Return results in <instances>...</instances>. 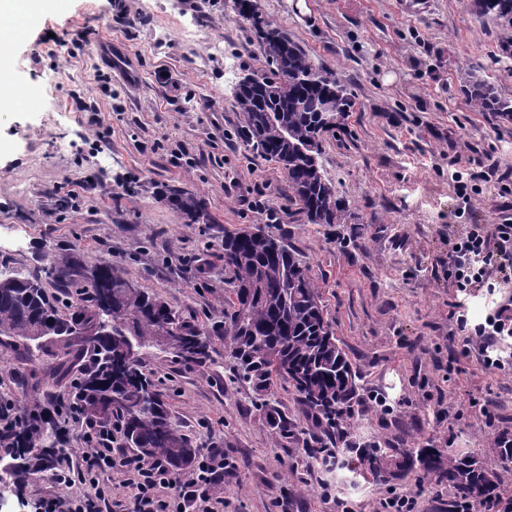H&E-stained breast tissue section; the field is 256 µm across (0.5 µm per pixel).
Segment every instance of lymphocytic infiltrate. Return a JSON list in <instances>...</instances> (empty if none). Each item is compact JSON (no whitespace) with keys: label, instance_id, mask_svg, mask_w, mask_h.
<instances>
[{"label":"lymphocytic infiltrate","instance_id":"f902f5d3","mask_svg":"<svg viewBox=\"0 0 512 512\" xmlns=\"http://www.w3.org/2000/svg\"><path fill=\"white\" fill-rule=\"evenodd\" d=\"M448 277L464 296L490 287L495 279L511 284L512 220L504 219L489 232L477 224L467 225L450 242ZM456 326L465 348L475 350L486 368L512 370V362L491 354L498 340L512 335V299L499 303L476 325L469 324L465 315H457ZM73 455L84 463V478L95 488L94 494L80 499L76 512H99L106 491L98 476L118 467L126 471V483L135 490L133 512H189L195 506L201 512H224L223 498L210 496L209 489L225 470L235 466L223 449L211 448L200 457L194 474L181 479L158 461L125 457L121 449L99 447L90 437Z\"/></svg>","mask_w":512,"mask_h":512}]
</instances>
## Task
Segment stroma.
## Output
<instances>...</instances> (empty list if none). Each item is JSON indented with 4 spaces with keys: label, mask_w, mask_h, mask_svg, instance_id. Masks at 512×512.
Listing matches in <instances>:
<instances>
[{
    "label": "stroma",
    "mask_w": 512,
    "mask_h": 512,
    "mask_svg": "<svg viewBox=\"0 0 512 512\" xmlns=\"http://www.w3.org/2000/svg\"><path fill=\"white\" fill-rule=\"evenodd\" d=\"M254 3L352 94L321 154L349 204L345 223H307L278 164L242 144L232 85L264 60L237 0H49L9 49L7 80L35 89L39 103L0 112V267L37 271L44 254L76 248L88 261L118 263L210 335L207 364L157 350L147 368L200 450L218 447L236 461L211 488L224 512H337L340 500L374 512L391 489L416 494L419 512H453L458 494L448 485L385 484L312 463L301 440L279 437L248 385L229 383L221 246L225 232L265 223L255 202L277 210L273 232L309 263L362 377L348 441L410 448L424 438L493 458L494 428L479 407L489 405L495 428L512 429V372L464 353L444 264L460 225L500 223L512 207L494 183L463 203L451 180L475 148L512 173V122L465 94L476 77L512 99L505 30L473 0H430L420 15L403 0ZM190 31L198 41L186 40ZM111 52L131 76L112 67ZM173 184L205 199L208 223H185L162 198ZM60 194L68 209L56 207ZM86 490L47 472L20 489L7 479L0 512H47L52 498L68 512L66 499Z\"/></svg>",
    "instance_id": "obj_1"
}]
</instances>
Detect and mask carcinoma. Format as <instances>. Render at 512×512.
I'll return each mask as SVG.
<instances>
[{
  "mask_svg": "<svg viewBox=\"0 0 512 512\" xmlns=\"http://www.w3.org/2000/svg\"><path fill=\"white\" fill-rule=\"evenodd\" d=\"M239 5L240 21L255 29L268 66L249 87L234 88L245 117V147L279 165L288 197L302 206L307 223L341 224L348 205L306 148L315 147L321 156L323 135L352 109V97L335 72L262 20L252 0H239ZM481 14L512 26V0H482ZM467 95L481 110L512 121V100L490 84L476 79ZM164 197L187 224H199L206 215L204 199L186 187L168 186ZM42 261L40 274L15 269L0 281V342L21 351L29 366L24 383L34 392L0 428V446L12 449L9 477L23 484L66 455L64 414L83 417L104 447L113 438L177 472L192 471L199 448L183 433L144 364L172 330L179 336L177 357L185 364L210 362L209 335L147 289L128 288L131 280L109 261L90 264L78 249L45 254ZM223 261L224 354L232 361L233 378L252 383L264 397L261 407L282 438L307 435L306 453L327 467L336 466L341 446L350 454L349 463L381 482L413 474L446 483L474 507L505 487L512 476V443L505 440L491 462L434 448L424 439L405 450L345 441L360 376L339 345L308 262L265 224L225 233ZM45 278L56 293H48ZM106 305L107 333L88 335ZM127 337L139 349L130 362L123 353ZM281 382L293 387L311 429L280 416L271 403ZM50 383L64 384L63 395L54 400L35 395ZM142 392L155 407L134 409ZM97 403L107 405V411L89 413Z\"/></svg>",
  "mask_w": 512,
  "mask_h": 512,
  "instance_id": "cac0c4a2",
  "label": "carcinoma"
}]
</instances>
